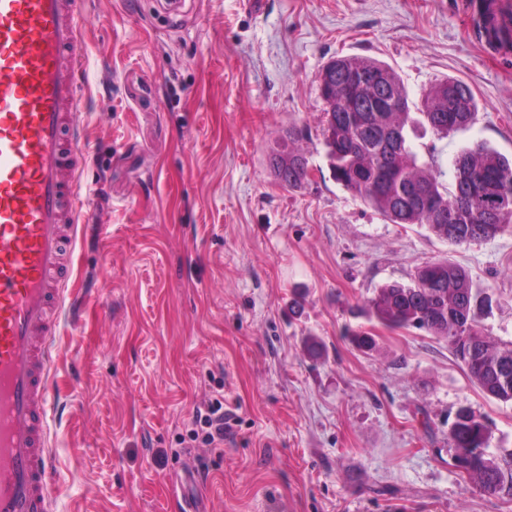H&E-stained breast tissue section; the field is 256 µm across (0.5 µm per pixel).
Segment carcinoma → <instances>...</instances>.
<instances>
[{
  "label": "carcinoma",
  "instance_id": "cac0c4a2",
  "mask_svg": "<svg viewBox=\"0 0 512 512\" xmlns=\"http://www.w3.org/2000/svg\"><path fill=\"white\" fill-rule=\"evenodd\" d=\"M494 0H486L479 32L498 48L512 47V21L497 20ZM339 77L353 66L384 75L365 91L351 90L325 101L322 135L336 183L357 195L394 224H417L453 246L512 235V159L477 143L452 160V180H444L433 148L421 147L409 133L419 128L437 136L469 127L477 105L471 89L459 80L437 84L420 103L409 101L390 67L375 59L343 56L332 60ZM390 95L397 102L383 113L382 125L369 121L374 99ZM308 161L300 148H288V169L277 173L285 186H300ZM492 305V295L477 287L469 272L450 259L419 266L412 282L380 287L369 316L388 329H416L448 341V348L469 379L486 396L512 405V342L503 345L480 328L477 314ZM361 351L376 348V336L357 327L347 332ZM455 465L483 492L512 501V452H490L492 430L467 408L457 411L448 429Z\"/></svg>",
  "mask_w": 512,
  "mask_h": 512
}]
</instances>
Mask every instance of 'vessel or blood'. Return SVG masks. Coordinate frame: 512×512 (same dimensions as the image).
Here are the masks:
<instances>
[{
	"mask_svg": "<svg viewBox=\"0 0 512 512\" xmlns=\"http://www.w3.org/2000/svg\"><path fill=\"white\" fill-rule=\"evenodd\" d=\"M83 0H0V512H48L47 414L87 151L75 132ZM72 127L70 141L62 130Z\"/></svg>",
	"mask_w": 512,
	"mask_h": 512,
	"instance_id": "b4317fda",
	"label": "vessel or blood"
}]
</instances>
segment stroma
<instances>
[{
  "label": "stroma",
  "instance_id": "1",
  "mask_svg": "<svg viewBox=\"0 0 512 512\" xmlns=\"http://www.w3.org/2000/svg\"><path fill=\"white\" fill-rule=\"evenodd\" d=\"M477 0H85L77 125L88 149L50 408L53 512H512L454 466L462 407L512 452V407L485 396L444 339L352 309L449 258L497 302L479 324L512 340V235L454 247L393 224L336 183L319 77L336 56L387 62L412 101L457 78L473 124L425 136L443 170L484 142L512 156V50L492 57ZM310 175L270 155L287 130ZM317 337L320 357L304 339ZM223 397L222 450L187 441ZM281 151H278L271 160L278 180L288 188L300 186L308 176V161L305 152L300 148L290 147L288 144V155L284 157V164L288 166V170H281L277 173V159Z\"/></svg>",
  "mask_w": 512,
  "mask_h": 512
}]
</instances>
